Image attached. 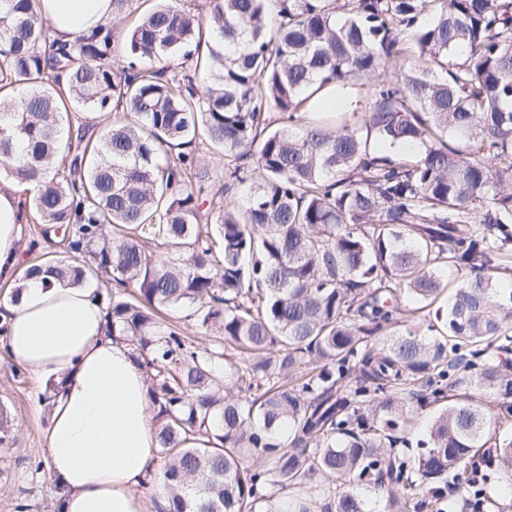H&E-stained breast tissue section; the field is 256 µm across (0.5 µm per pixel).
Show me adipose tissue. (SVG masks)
Here are the masks:
<instances>
[{"mask_svg":"<svg viewBox=\"0 0 512 512\" xmlns=\"http://www.w3.org/2000/svg\"><path fill=\"white\" fill-rule=\"evenodd\" d=\"M63 41L97 31L112 0H38ZM26 184L0 191V282L21 263ZM0 339L12 360L53 383L42 441L61 512H151L148 488L161 478L149 390L126 341L107 335L96 288L42 274L0 298Z\"/></svg>","mask_w":512,"mask_h":512,"instance_id":"1","label":"adipose tissue"}]
</instances>
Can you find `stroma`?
Listing matches in <instances>:
<instances>
[{
    "instance_id": "stroma-1",
    "label": "stroma",
    "mask_w": 512,
    "mask_h": 512,
    "mask_svg": "<svg viewBox=\"0 0 512 512\" xmlns=\"http://www.w3.org/2000/svg\"><path fill=\"white\" fill-rule=\"evenodd\" d=\"M46 390L0 345V409L12 427L11 443L0 445V512H17L21 503L27 512H60L61 488L37 466L45 458L41 431L49 418L38 397Z\"/></svg>"
}]
</instances>
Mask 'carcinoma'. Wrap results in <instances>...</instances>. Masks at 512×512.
Segmentation results:
<instances>
[{
    "instance_id": "carcinoma-1",
    "label": "carcinoma",
    "mask_w": 512,
    "mask_h": 512,
    "mask_svg": "<svg viewBox=\"0 0 512 512\" xmlns=\"http://www.w3.org/2000/svg\"><path fill=\"white\" fill-rule=\"evenodd\" d=\"M266 2L112 0L67 45L36 0H0V178L35 183L30 220L63 245L19 282L45 267L112 285L106 332L149 378L163 512H312L318 494L369 512L350 486L380 491L384 473L400 512H424L399 488L445 503L475 448L512 472V438L491 431L512 417V292L494 280L512 270V0H347L341 19L335 0H274V23ZM363 79L362 123L332 121ZM201 146L224 157L217 190ZM440 266L468 272L446 313L402 308L434 303ZM438 404L411 463L394 435ZM186 312L181 309H169L164 312L165 319L184 331L188 336H195V341L201 346H211L217 339L211 331L198 329L190 321H187Z\"/></svg>"
}]
</instances>
